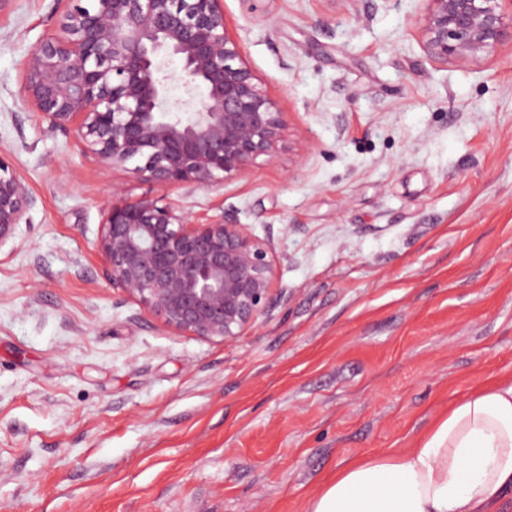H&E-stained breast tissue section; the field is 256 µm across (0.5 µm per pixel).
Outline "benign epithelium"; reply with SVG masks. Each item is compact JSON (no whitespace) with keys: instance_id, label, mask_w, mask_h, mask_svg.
<instances>
[{"instance_id":"7a95c632","label":"benign epithelium","mask_w":512,"mask_h":512,"mask_svg":"<svg viewBox=\"0 0 512 512\" xmlns=\"http://www.w3.org/2000/svg\"><path fill=\"white\" fill-rule=\"evenodd\" d=\"M429 2L425 48L440 62L467 69L512 29L501 0ZM23 88L49 127L71 131L107 166L136 162L162 190L211 186L309 146L303 136L285 143L283 113L243 61L224 0H87L28 56ZM34 203L0 155V247ZM97 248L112 287L176 335L233 342L268 313L276 287L269 245L226 215L198 223L170 203L114 202Z\"/></svg>"}]
</instances>
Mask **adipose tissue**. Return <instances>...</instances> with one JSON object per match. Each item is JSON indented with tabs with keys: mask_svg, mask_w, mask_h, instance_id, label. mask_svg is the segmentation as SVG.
I'll return each instance as SVG.
<instances>
[{
	"mask_svg": "<svg viewBox=\"0 0 512 512\" xmlns=\"http://www.w3.org/2000/svg\"><path fill=\"white\" fill-rule=\"evenodd\" d=\"M512 488V380L457 401L413 448L361 458L305 512H492Z\"/></svg>",
	"mask_w": 512,
	"mask_h": 512,
	"instance_id": "adipose-tissue-1",
	"label": "adipose tissue"
}]
</instances>
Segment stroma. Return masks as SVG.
<instances>
[{
    "label": "stroma",
    "mask_w": 512,
    "mask_h": 512,
    "mask_svg": "<svg viewBox=\"0 0 512 512\" xmlns=\"http://www.w3.org/2000/svg\"><path fill=\"white\" fill-rule=\"evenodd\" d=\"M429 0H224L310 140L162 191L28 109L57 0L0 8V155L35 204L0 247V512H304L338 469L401 452L512 379V43L424 49ZM231 214L281 296L235 342L177 336L105 277L106 204Z\"/></svg>",
    "instance_id": "obj_1"
}]
</instances>
